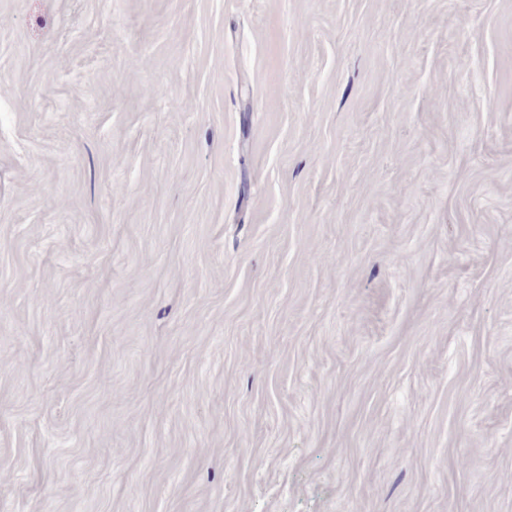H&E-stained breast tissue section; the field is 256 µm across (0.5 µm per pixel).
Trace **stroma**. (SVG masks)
<instances>
[{
  "label": "stroma",
  "instance_id": "obj_1",
  "mask_svg": "<svg viewBox=\"0 0 512 512\" xmlns=\"http://www.w3.org/2000/svg\"><path fill=\"white\" fill-rule=\"evenodd\" d=\"M0 512H512V0H0Z\"/></svg>",
  "mask_w": 512,
  "mask_h": 512
}]
</instances>
